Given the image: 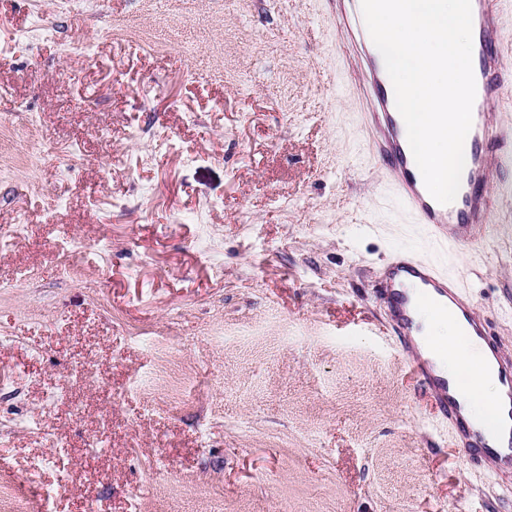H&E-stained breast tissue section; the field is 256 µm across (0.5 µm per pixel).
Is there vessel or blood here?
<instances>
[{"instance_id": "1", "label": "vessel or blood", "mask_w": 512, "mask_h": 512, "mask_svg": "<svg viewBox=\"0 0 512 512\" xmlns=\"http://www.w3.org/2000/svg\"><path fill=\"white\" fill-rule=\"evenodd\" d=\"M502 2L471 0L476 83L472 126L465 139L467 161L458 193L451 204L443 205L429 194L416 165L385 64L366 28L361 0H335L336 27L344 56L362 72L357 95L372 134L374 153L385 164L386 178L406 212L423 224L434 239L456 248L486 243L487 224L502 208L506 196L501 187L503 165L488 154L489 147L512 138V130L494 120L503 101L502 76L512 70V55L502 50L499 41ZM415 293L458 319L468 341L487 357L485 370L497 381L492 399L497 421L492 431L470 422L459 385L438 375L433 364L422 357L408 307ZM377 297L389 303L393 330L404 343L422 391L447 418L456 447L497 469L512 471V352L504 349L488 320L460 292L450 275L408 252L388 258Z\"/></svg>"}]
</instances>
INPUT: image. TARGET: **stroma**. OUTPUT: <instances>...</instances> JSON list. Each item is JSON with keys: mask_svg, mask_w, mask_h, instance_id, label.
<instances>
[{"mask_svg": "<svg viewBox=\"0 0 512 512\" xmlns=\"http://www.w3.org/2000/svg\"><path fill=\"white\" fill-rule=\"evenodd\" d=\"M340 55L324 0H0V234L25 221L0 250V373L24 371L0 482L47 455L21 487L47 512H512L374 295L412 251L512 350V251L402 210ZM83 363L99 383L49 404Z\"/></svg>", "mask_w": 512, "mask_h": 512, "instance_id": "35a3bbf8", "label": "stroma"}]
</instances>
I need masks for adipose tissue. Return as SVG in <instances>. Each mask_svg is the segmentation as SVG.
Masks as SVG:
<instances>
[{
  "label": "adipose tissue",
  "mask_w": 512,
  "mask_h": 512,
  "mask_svg": "<svg viewBox=\"0 0 512 512\" xmlns=\"http://www.w3.org/2000/svg\"><path fill=\"white\" fill-rule=\"evenodd\" d=\"M418 318L422 325L418 341L425 356L434 362L438 373L463 380L470 418L482 424L491 423L490 397L497 386L493 379L481 374L480 353L463 340L454 320L436 313L429 305H419Z\"/></svg>",
  "instance_id": "1"
}]
</instances>
